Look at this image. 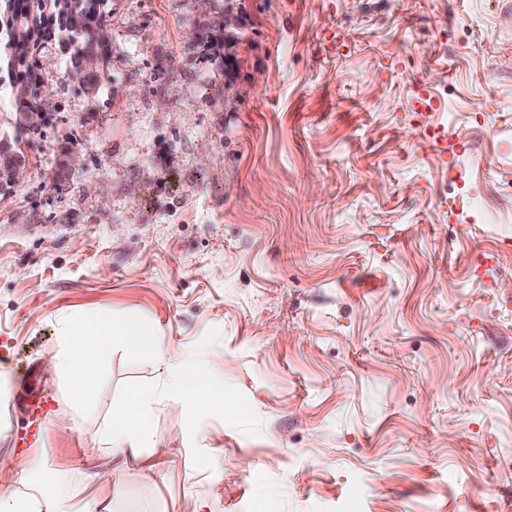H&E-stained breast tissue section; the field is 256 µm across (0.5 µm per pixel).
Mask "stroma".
<instances>
[{"label":"stroma","mask_w":512,"mask_h":512,"mask_svg":"<svg viewBox=\"0 0 512 512\" xmlns=\"http://www.w3.org/2000/svg\"><path fill=\"white\" fill-rule=\"evenodd\" d=\"M102 10L97 95L48 41L47 120L0 190V485L81 471L113 512H512V0ZM106 309L207 363L223 421L174 394L139 464L100 445L165 372L113 339L76 414L47 359L61 314Z\"/></svg>","instance_id":"1"}]
</instances>
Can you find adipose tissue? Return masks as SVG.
Returning a JSON list of instances; mask_svg holds the SVG:
<instances>
[{
  "label": "adipose tissue",
  "instance_id": "ef3b65f1",
  "mask_svg": "<svg viewBox=\"0 0 512 512\" xmlns=\"http://www.w3.org/2000/svg\"><path fill=\"white\" fill-rule=\"evenodd\" d=\"M120 337L145 360L165 362L166 374L152 387L142 388L116 400L101 422L97 439L123 458L138 457L151 436L156 405L177 393L197 408L216 413L224 407V393L209 372L188 354L170 353L154 338L148 321L127 312L88 311L63 317L57 349L49 363L70 379L71 400L86 415L96 410L94 389L99 375L112 357V339ZM0 512H112L106 495L85 497L80 483L61 494L45 492L32 496L16 487H0Z\"/></svg>",
  "mask_w": 512,
  "mask_h": 512
}]
</instances>
